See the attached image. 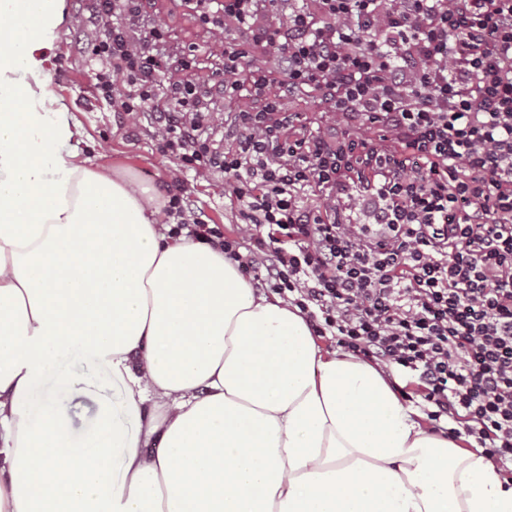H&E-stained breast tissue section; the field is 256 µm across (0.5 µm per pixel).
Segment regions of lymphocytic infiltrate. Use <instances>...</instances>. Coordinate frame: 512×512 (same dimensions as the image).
Returning <instances> with one entry per match:
<instances>
[{
    "instance_id": "obj_1",
    "label": "lymphocytic infiltrate",
    "mask_w": 512,
    "mask_h": 512,
    "mask_svg": "<svg viewBox=\"0 0 512 512\" xmlns=\"http://www.w3.org/2000/svg\"><path fill=\"white\" fill-rule=\"evenodd\" d=\"M231 31L224 82L161 87L163 23L82 0L97 97L222 179L239 235L195 219L344 352L417 381L432 421L512 464V0H179ZM378 130L289 136V98ZM251 107L216 118V101ZM320 198L318 206L305 195Z\"/></svg>"
}]
</instances>
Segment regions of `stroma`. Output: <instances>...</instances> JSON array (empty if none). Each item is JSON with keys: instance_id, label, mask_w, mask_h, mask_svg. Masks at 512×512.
<instances>
[{"instance_id": "stroma-1", "label": "stroma", "mask_w": 512, "mask_h": 512, "mask_svg": "<svg viewBox=\"0 0 512 512\" xmlns=\"http://www.w3.org/2000/svg\"><path fill=\"white\" fill-rule=\"evenodd\" d=\"M72 23L61 35L60 49L51 76L52 89L70 106L85 131L79 149L86 155L102 154L105 160L127 176L157 190L174 181H183L195 201V210L185 213L186 221L202 215L219 225L226 234H237L239 220L225 204L222 181L205 174L181 169L177 160L163 155L156 141L137 119L118 107L97 98L83 75L85 61L79 53L83 40L80 0H68ZM149 15L167 28V46L173 51H190L195 45H207V55L191 59L188 68L174 71V78L206 84L224 78V48L233 43V33L218 34L200 26L173 0H150ZM61 363L80 377L81 382L66 398L67 423L74 437L90 430L103 408L120 406L125 383L113 377L111 369L73 350Z\"/></svg>"}]
</instances>
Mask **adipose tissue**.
Masks as SVG:
<instances>
[{"label": "adipose tissue", "mask_w": 512, "mask_h": 512, "mask_svg": "<svg viewBox=\"0 0 512 512\" xmlns=\"http://www.w3.org/2000/svg\"><path fill=\"white\" fill-rule=\"evenodd\" d=\"M67 22L66 0H0V512H512L480 449L78 150L49 82ZM76 348L125 379L137 433L107 408L74 440ZM387 372V371H386ZM386 374V377H387V380L388 382L390 383V385L392 386L394 392L397 394V396L399 397V399L407 406H411L417 410H419L425 417L424 419H422V422L426 425V427L431 430V428H433L435 426V424H433L431 421H429L427 419V416L426 414L424 413V407L420 404H417V403H414V402H410V401H406L404 400L399 392L395 389V386L398 385L400 387H403L406 385V379L399 373L397 372L396 370H389ZM443 426V427H440V426ZM438 425L435 426L436 431L440 432L439 430L440 429H446L447 430V433H448V437L449 438H458L459 436H461V431L455 427H451L450 424H448V426L446 425L445 422H441V423H438ZM444 427H448V428H444ZM451 427V428H449ZM432 431V430H431Z\"/></svg>", "instance_id": "obj_1"}]
</instances>
